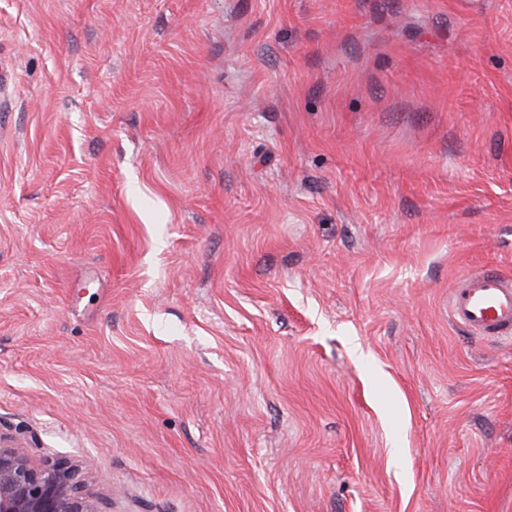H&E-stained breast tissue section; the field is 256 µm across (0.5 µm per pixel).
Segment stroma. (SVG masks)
Masks as SVG:
<instances>
[{
    "label": "stroma",
    "mask_w": 512,
    "mask_h": 512,
    "mask_svg": "<svg viewBox=\"0 0 512 512\" xmlns=\"http://www.w3.org/2000/svg\"><path fill=\"white\" fill-rule=\"evenodd\" d=\"M512 0H0V435L99 512H512ZM449 315L472 335L512 341V277L490 271L466 274L450 294Z\"/></svg>",
    "instance_id": "obj_1"
}]
</instances>
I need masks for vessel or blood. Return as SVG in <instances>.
I'll return each instance as SVG.
<instances>
[{"label": "vessel or blood", "instance_id": "vessel-or-blood-1", "mask_svg": "<svg viewBox=\"0 0 512 512\" xmlns=\"http://www.w3.org/2000/svg\"><path fill=\"white\" fill-rule=\"evenodd\" d=\"M449 315L472 335L512 341V277L490 271L466 274L450 294Z\"/></svg>", "mask_w": 512, "mask_h": 512}]
</instances>
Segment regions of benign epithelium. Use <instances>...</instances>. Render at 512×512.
Masks as SVG:
<instances>
[{
  "label": "benign epithelium",
  "mask_w": 512,
  "mask_h": 512,
  "mask_svg": "<svg viewBox=\"0 0 512 512\" xmlns=\"http://www.w3.org/2000/svg\"><path fill=\"white\" fill-rule=\"evenodd\" d=\"M0 512H99L65 462L40 466L0 436Z\"/></svg>",
  "instance_id": "benign-epithelium-1"
}]
</instances>
